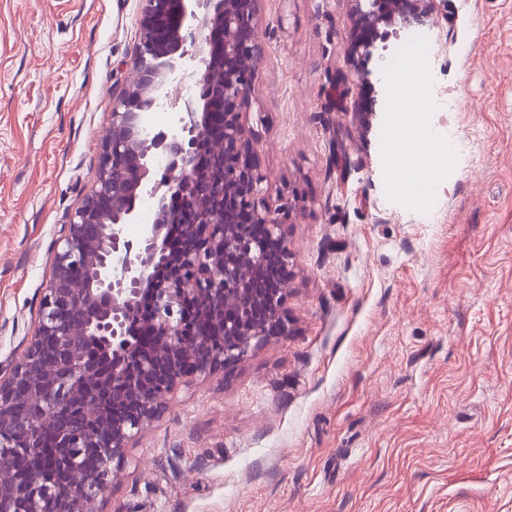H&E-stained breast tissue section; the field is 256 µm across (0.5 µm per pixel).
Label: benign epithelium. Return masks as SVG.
Returning a JSON list of instances; mask_svg holds the SVG:
<instances>
[{
  "instance_id": "obj_1",
  "label": "benign epithelium",
  "mask_w": 512,
  "mask_h": 512,
  "mask_svg": "<svg viewBox=\"0 0 512 512\" xmlns=\"http://www.w3.org/2000/svg\"><path fill=\"white\" fill-rule=\"evenodd\" d=\"M140 2L134 76L112 98L96 185L62 225L28 346L0 363V512H95L180 386L288 331L294 250L241 112L261 55L259 0ZM354 2L361 37L348 56L368 61L380 28L423 25L432 0ZM188 56L192 97L179 75ZM161 101L173 124L151 135L140 115ZM146 197L154 219L134 244L124 229Z\"/></svg>"
}]
</instances>
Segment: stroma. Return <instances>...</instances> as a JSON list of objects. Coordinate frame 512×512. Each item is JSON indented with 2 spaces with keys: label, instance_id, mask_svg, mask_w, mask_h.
Masks as SVG:
<instances>
[{
  "label": "stroma",
  "instance_id": "stroma-1",
  "mask_svg": "<svg viewBox=\"0 0 512 512\" xmlns=\"http://www.w3.org/2000/svg\"><path fill=\"white\" fill-rule=\"evenodd\" d=\"M139 0H0V362L95 187ZM354 0H261L245 108L294 244L287 335L180 388L97 512H512V0H433L347 55ZM373 114L360 126L357 103ZM438 200L404 189L413 132Z\"/></svg>",
  "mask_w": 512,
  "mask_h": 512
}]
</instances>
